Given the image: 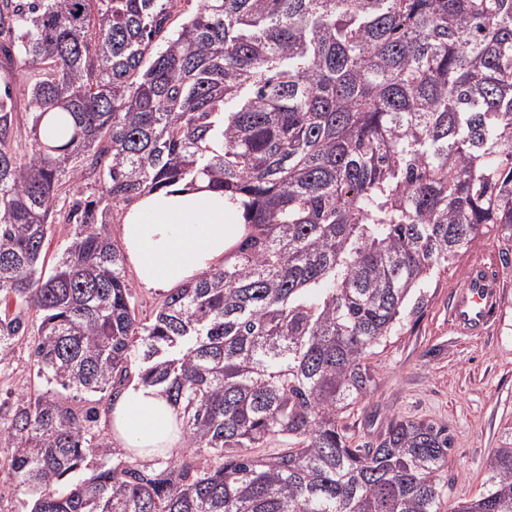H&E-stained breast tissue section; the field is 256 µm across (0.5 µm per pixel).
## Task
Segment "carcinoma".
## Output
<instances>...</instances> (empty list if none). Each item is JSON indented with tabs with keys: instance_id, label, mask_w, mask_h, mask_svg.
<instances>
[{
	"instance_id": "carcinoma-1",
	"label": "carcinoma",
	"mask_w": 512,
	"mask_h": 512,
	"mask_svg": "<svg viewBox=\"0 0 512 512\" xmlns=\"http://www.w3.org/2000/svg\"><path fill=\"white\" fill-rule=\"evenodd\" d=\"M0 70L25 79L0 94V366L29 344L42 389L0 404V472L26 512H512V426L445 511L447 429L344 424L440 270L483 237L512 270V0H0ZM200 176L247 232L143 320L110 211ZM133 381L178 455L93 432Z\"/></svg>"
}]
</instances>
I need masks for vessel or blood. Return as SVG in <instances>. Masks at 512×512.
<instances>
[{"label": "vessel or blood", "mask_w": 512, "mask_h": 512, "mask_svg": "<svg viewBox=\"0 0 512 512\" xmlns=\"http://www.w3.org/2000/svg\"><path fill=\"white\" fill-rule=\"evenodd\" d=\"M495 261L494 254L483 252L473 256L467 266L465 284L448 311V321L460 335L483 333L497 316L501 284L488 274Z\"/></svg>", "instance_id": "1"}]
</instances>
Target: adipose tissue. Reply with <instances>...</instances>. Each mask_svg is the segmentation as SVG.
<instances>
[{"label": "adipose tissue", "instance_id": "adipose-tissue-1", "mask_svg": "<svg viewBox=\"0 0 512 512\" xmlns=\"http://www.w3.org/2000/svg\"><path fill=\"white\" fill-rule=\"evenodd\" d=\"M126 260L137 283L168 291L223 265L228 249L246 232L238 203L207 179L144 194L123 217ZM109 436L144 460L172 456L183 446L177 415L161 389L141 383L122 391L109 415Z\"/></svg>", "mask_w": 512, "mask_h": 512}]
</instances>
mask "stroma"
Wrapping results in <instances>:
<instances>
[{
    "mask_svg": "<svg viewBox=\"0 0 512 512\" xmlns=\"http://www.w3.org/2000/svg\"><path fill=\"white\" fill-rule=\"evenodd\" d=\"M465 262L435 276L419 303H407L391 336L369 359L376 385L346 420L353 444L376 441L391 418L424 419L447 427L448 503L481 490L505 427L512 425V276L493 326L462 336L448 309L464 284ZM37 380L27 345L0 369V392L30 393Z\"/></svg>",
    "mask_w": 512,
    "mask_h": 512,
    "instance_id": "obj_1",
    "label": "stroma"
}]
</instances>
